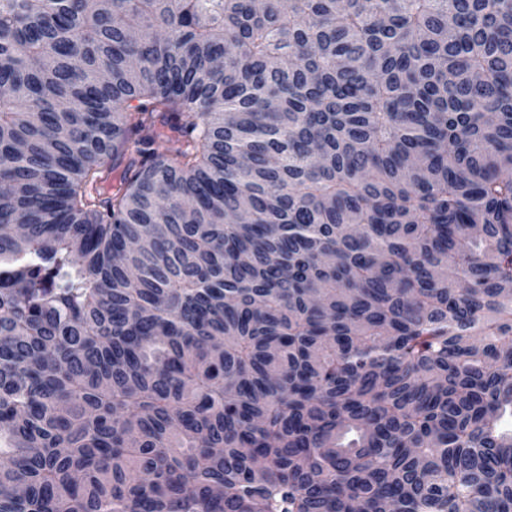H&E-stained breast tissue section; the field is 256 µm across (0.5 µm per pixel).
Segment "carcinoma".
Listing matches in <instances>:
<instances>
[{
    "mask_svg": "<svg viewBox=\"0 0 512 512\" xmlns=\"http://www.w3.org/2000/svg\"><path fill=\"white\" fill-rule=\"evenodd\" d=\"M0 184V512H512V0H0Z\"/></svg>",
    "mask_w": 512,
    "mask_h": 512,
    "instance_id": "carcinoma-1",
    "label": "carcinoma"
}]
</instances>
